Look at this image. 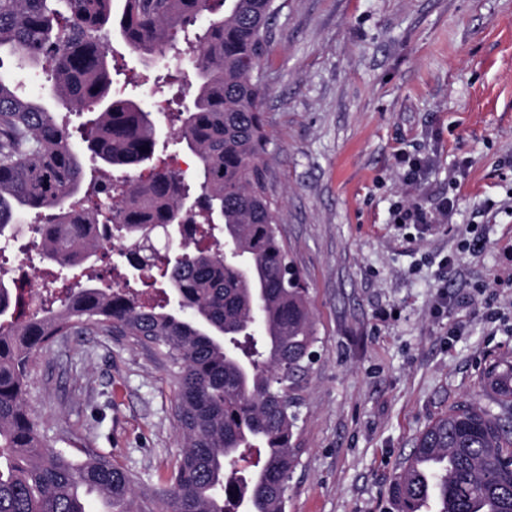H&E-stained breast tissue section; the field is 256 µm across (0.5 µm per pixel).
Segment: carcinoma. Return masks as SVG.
Segmentation results:
<instances>
[{
	"instance_id": "1",
	"label": "carcinoma",
	"mask_w": 512,
	"mask_h": 512,
	"mask_svg": "<svg viewBox=\"0 0 512 512\" xmlns=\"http://www.w3.org/2000/svg\"><path fill=\"white\" fill-rule=\"evenodd\" d=\"M276 0H0V52L38 67L65 111L51 112L0 72V251L25 216L45 223L39 254L59 271L97 256L96 236L124 240L136 272L168 290L143 299L111 284L76 288L33 309L0 278V512H86L94 494L110 512H136L135 479L105 455L76 458L50 448L26 395L33 356L72 330L116 333L154 347L176 368L178 458L168 496L147 512H286V482L299 448L294 390L316 342L306 288L281 239L267 191L269 136L260 63L272 38ZM209 16L191 40L193 109L164 113L196 159L199 195L152 163L158 125L130 99L107 101L124 56L136 79L162 88L155 67L178 33ZM87 112L81 141L70 114ZM224 224V251L203 242V225ZM179 228L181 258L162 261L154 237ZM481 389L418 435L389 486L395 512H512V363L484 372ZM486 397L490 405L481 404ZM257 449L248 475L238 460Z\"/></svg>"
}]
</instances>
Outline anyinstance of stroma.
<instances>
[{
	"mask_svg": "<svg viewBox=\"0 0 512 512\" xmlns=\"http://www.w3.org/2000/svg\"><path fill=\"white\" fill-rule=\"evenodd\" d=\"M279 2L261 63L269 190L317 330L287 512H389L418 434L512 360V0ZM112 89L192 106L178 83ZM175 397L171 367L126 336L63 337L29 378L47 444L111 457L142 499L168 489Z\"/></svg>",
	"mask_w": 512,
	"mask_h": 512,
	"instance_id": "obj_1",
	"label": "stroma"
}]
</instances>
